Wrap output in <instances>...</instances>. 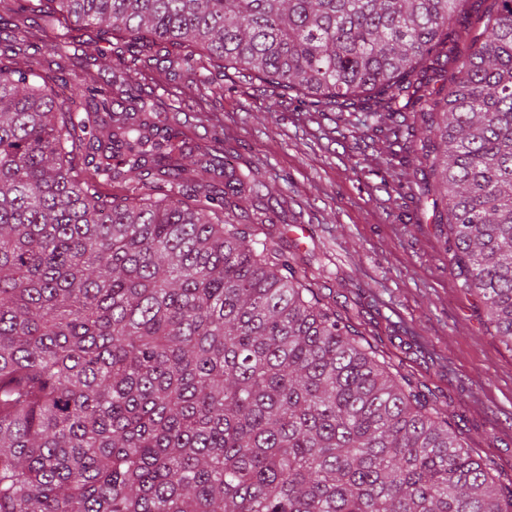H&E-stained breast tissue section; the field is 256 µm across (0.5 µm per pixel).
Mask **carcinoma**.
I'll use <instances>...</instances> for the list:
<instances>
[{
    "label": "carcinoma",
    "instance_id": "obj_1",
    "mask_svg": "<svg viewBox=\"0 0 512 512\" xmlns=\"http://www.w3.org/2000/svg\"><path fill=\"white\" fill-rule=\"evenodd\" d=\"M16 2L20 34L73 17L131 52L112 90L60 95L0 29V512H512L448 414L257 239L265 183L209 148L188 167L182 107L132 94L150 69L206 97L215 66L319 112L365 94L393 159L441 113L439 223L512 350V0Z\"/></svg>",
    "mask_w": 512,
    "mask_h": 512
}]
</instances>
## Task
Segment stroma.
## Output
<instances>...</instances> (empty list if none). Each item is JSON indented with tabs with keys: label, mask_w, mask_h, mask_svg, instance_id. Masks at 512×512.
<instances>
[{
	"label": "stroma",
	"mask_w": 512,
	"mask_h": 512,
	"mask_svg": "<svg viewBox=\"0 0 512 512\" xmlns=\"http://www.w3.org/2000/svg\"><path fill=\"white\" fill-rule=\"evenodd\" d=\"M56 37L38 31L22 62L58 90L107 83L116 46L62 59L51 51ZM211 78L224 89L216 104L170 88L193 104L183 127L189 144L214 147L212 128L223 127L225 160L253 168L270 189L262 203L278 221L259 226L260 239L295 258L307 286L335 299L377 358L447 410L474 455L512 482V351L463 288L436 222L440 186L421 151L426 122L406 164L392 165L383 145L370 143L359 105L337 127L262 79L243 81L230 69ZM363 140L369 148L355 149Z\"/></svg>",
	"instance_id": "1"
}]
</instances>
